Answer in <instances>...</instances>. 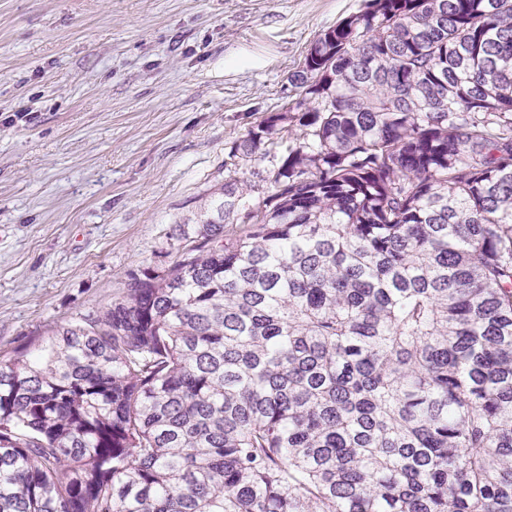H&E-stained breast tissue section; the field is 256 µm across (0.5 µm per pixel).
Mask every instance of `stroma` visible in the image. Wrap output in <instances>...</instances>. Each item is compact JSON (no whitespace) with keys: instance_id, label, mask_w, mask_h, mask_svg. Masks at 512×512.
I'll return each instance as SVG.
<instances>
[{"instance_id":"35a3bbf8","label":"stroma","mask_w":512,"mask_h":512,"mask_svg":"<svg viewBox=\"0 0 512 512\" xmlns=\"http://www.w3.org/2000/svg\"><path fill=\"white\" fill-rule=\"evenodd\" d=\"M366 0H0V360L167 269L233 142Z\"/></svg>"}]
</instances>
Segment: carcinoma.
<instances>
[{
    "instance_id": "obj_1",
    "label": "carcinoma",
    "mask_w": 512,
    "mask_h": 512,
    "mask_svg": "<svg viewBox=\"0 0 512 512\" xmlns=\"http://www.w3.org/2000/svg\"><path fill=\"white\" fill-rule=\"evenodd\" d=\"M290 82L255 223L224 182L0 363V512H512V0H368Z\"/></svg>"
}]
</instances>
